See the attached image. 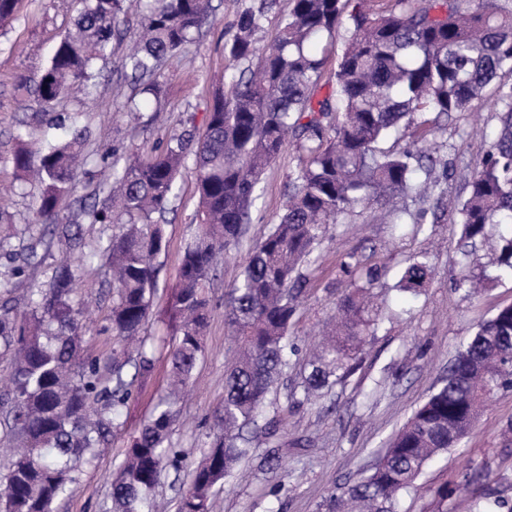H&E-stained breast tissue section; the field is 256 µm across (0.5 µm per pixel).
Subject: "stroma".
<instances>
[{"mask_svg":"<svg viewBox=\"0 0 512 512\" xmlns=\"http://www.w3.org/2000/svg\"><path fill=\"white\" fill-rule=\"evenodd\" d=\"M261 0H240L238 6L212 0V11L193 43L167 56L158 82L159 96H145L146 109L121 111V104L138 87L126 76L121 62L140 27V16L129 10L123 34L112 42V53L98 61L101 78L93 98L60 97L57 110L80 113L88 130L87 146L98 155L143 158L157 154L172 136L202 132L212 103L214 82L230 61L225 43L240 7L259 6ZM81 0H23L11 23L0 27V187L10 190L8 208L0 214V273L18 264L30 235L40 190L26 182L14 165L19 149L40 151L47 144L70 140L69 127L43 121L25 106L17 86L36 81L47 68L61 38L72 28ZM496 120L489 106L449 117L435 139L438 158L448 162L442 186L448 200L467 195V182L476 161L494 141ZM304 155L288 142L255 189L251 220L239 243L230 245L216 265L208 290L212 308L203 340V352L193 371L188 394L175 407L170 441L183 453L179 468H166L155 490L158 500L176 512L179 498L191 483L195 462L221 431L218 411L224 403V369L234 344L225 322L224 304L239 280L244 259L279 222L288 200L292 176ZM111 169L101 163L87 166L60 204V215L70 219L84 200L106 204L99 184L111 181ZM177 198L164 223L167 247L157 258L159 275L152 310L145 325L147 343L154 348V367L138 378L126 404L121 428L114 430L91 463L83 465L73 493L60 501L58 512H109L110 485L126 448L148 421L163 395L170 369L173 338L169 320L175 302L181 253L195 232L198 197L194 167L178 178ZM394 208L406 210L410 223L382 224L373 215L384 201L367 200L327 225L311 261L301 269L303 287L288 336L298 352L267 401L265 417L271 439H258L251 457L242 460L211 497V512H324L331 492L353 484L370 469L388 439L441 385L457 348L499 307L512 304V279H497V227H488L475 246L464 247L454 208L437 205L435 198L399 197ZM438 210L435 224L413 225L422 210ZM40 259L8 297L14 315L27 311L28 291L45 283L50 266L63 256L60 245L39 250ZM426 262L430 280L416 296L399 289L402 270L411 262ZM378 278L374 291L381 306L378 325L344 379L305 398V378L314 347L337 314L341 299L364 285L367 271ZM488 277L490 290L468 294L463 276ZM80 287L90 289L96 304L87 316L82 357L104 359L115 342L101 333L112 307V283L106 267L82 270ZM512 423V390L498 392L484 406L462 443L434 458L424 468L416 487L397 498L398 512H465L455 489L471 482L481 493L512 503V438L501 431Z\"/></svg>","mask_w":512,"mask_h":512,"instance_id":"1","label":"stroma"}]
</instances>
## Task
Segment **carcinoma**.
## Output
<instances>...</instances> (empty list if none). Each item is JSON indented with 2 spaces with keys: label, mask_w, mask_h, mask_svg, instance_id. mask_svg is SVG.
I'll use <instances>...</instances> for the list:
<instances>
[{
  "label": "carcinoma",
  "mask_w": 512,
  "mask_h": 512,
  "mask_svg": "<svg viewBox=\"0 0 512 512\" xmlns=\"http://www.w3.org/2000/svg\"><path fill=\"white\" fill-rule=\"evenodd\" d=\"M471 2L291 0L268 48L258 46L254 35L272 4L240 11L225 51L230 61L249 65L232 76L229 90L215 92L197 149H190L191 139L177 136L150 159L101 157L112 181L99 192L117 199L126 220L87 250L82 225L108 226L112 210L88 204L78 214L80 223L61 224L59 202L92 155L71 142L50 144L36 155L26 149L15 154L16 168L41 188V223L77 254L52 268L48 287L30 291L24 316L0 313V351L11 355L14 371L13 387L0 395V403L8 406L7 437L17 443L0 475V512H55L82 462L121 425L136 379L151 371L152 357L144 348L125 359L114 352L103 366L96 358L78 361L84 324L77 271L99 261L107 266L115 297L101 331L122 341L136 338L152 306L156 259L166 246L160 220L190 159L197 172L199 224L180 261L169 391L126 448L112 484V512H157L153 492L163 468L178 463L169 441L174 407L196 367L210 317L206 288L217 257L250 222L255 188L286 136L296 140L305 163L293 178L279 223L249 251L231 289L225 316L236 352L225 369L219 410L224 432L209 443L177 512H209L213 489L248 455L262 430L268 395L288 365V327L299 294L295 274L326 225L374 196L442 195L439 178L432 176L436 157L429 137L439 118L468 112L477 102L495 112L497 138L478 160L456 211L466 245L483 237L488 225L500 228L498 268L512 277V11L474 9ZM133 7L141 15L140 31L123 67L141 80L190 40L209 0H88L31 92L33 102L47 111L70 90L91 93L93 62L110 53L120 18ZM340 28L348 38L336 86L318 99L323 60L307 44ZM409 127L416 151L379 148ZM41 243H30L24 264L0 276V297L25 275ZM429 277L428 267L414 262L402 271L399 286L417 296ZM368 295L369 289L359 288L344 300L343 320L310 360L306 392L349 373L375 325ZM509 388L512 305L498 309L458 348L442 384L392 436L366 476L339 495L331 493L328 512H396L399 492L412 486L428 462L458 447L487 399Z\"/></svg>",
  "instance_id": "1"
}]
</instances>
